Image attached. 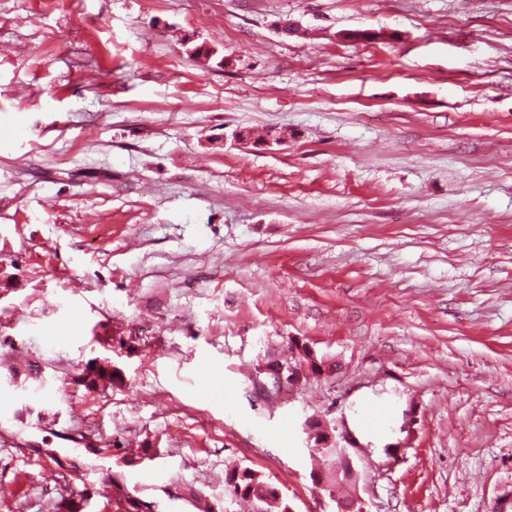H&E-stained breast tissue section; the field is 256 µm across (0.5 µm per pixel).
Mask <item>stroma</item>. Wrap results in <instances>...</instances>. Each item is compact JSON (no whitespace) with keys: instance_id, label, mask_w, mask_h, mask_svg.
Segmentation results:
<instances>
[{"instance_id":"stroma-1","label":"stroma","mask_w":512,"mask_h":512,"mask_svg":"<svg viewBox=\"0 0 512 512\" xmlns=\"http://www.w3.org/2000/svg\"><path fill=\"white\" fill-rule=\"evenodd\" d=\"M1 127L0 512H336L312 415L366 512L512 488V0H0ZM302 362L308 363V354L306 351L304 352V354L299 352L298 355H293L289 360L285 359V360H282V362L279 361L280 364L285 366V373L283 370L280 369V367L278 365L266 362L264 365L260 366L258 369L259 374L265 375L263 381L260 379H257V384H258L260 390L267 397H274V396L278 395V393L276 394L272 388L273 377L276 376V377H278V379L279 378L281 380L284 379V382L280 385V390H282L284 388H288L289 386L292 385V382H293L291 377L288 375V367L291 365L297 366L298 364H300ZM332 428L336 432V448H341V455L345 461L348 473L352 477V480L356 483L358 479V471L354 465L352 452L353 448H359L356 439L347 426L346 418L342 417V419L334 424ZM226 481L234 495L249 499L257 505L278 501L279 512H291L288 502L283 499L279 500L276 487L254 471L249 469H244L241 472L234 470L226 475Z\"/></svg>"}]
</instances>
